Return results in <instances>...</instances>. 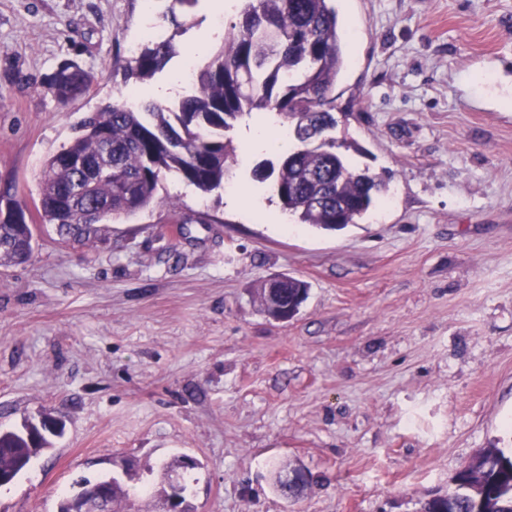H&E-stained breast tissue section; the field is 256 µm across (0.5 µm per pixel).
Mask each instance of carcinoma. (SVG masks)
<instances>
[{
	"instance_id": "cac0c4a2",
	"label": "carcinoma",
	"mask_w": 512,
	"mask_h": 512,
	"mask_svg": "<svg viewBox=\"0 0 512 512\" xmlns=\"http://www.w3.org/2000/svg\"><path fill=\"white\" fill-rule=\"evenodd\" d=\"M164 19L181 28L198 0H168ZM176 55L172 40L147 39L123 81H145ZM348 63L347 36L335 0H245L222 45L193 69L191 91L172 104L107 103L74 127L75 136L44 162L37 215L15 199L0 201V265L27 262L33 221L88 243L106 218L149 207L168 174L203 194L224 189L234 155L226 132L252 112L288 122L295 147L277 161L259 162L254 175L273 180L282 212L297 224L336 231L363 218L383 182L354 169L351 144L332 136L335 90ZM91 73L65 64L48 79L58 102L84 94ZM305 282L278 291L306 299ZM53 447L27 422L0 428V474L12 477ZM419 512H512V451L481 449L450 478L448 493L419 500Z\"/></svg>"
}]
</instances>
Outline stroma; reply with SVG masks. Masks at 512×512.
Returning <instances> with one entry per match:
<instances>
[{"instance_id":"1","label":"stroma","mask_w":512,"mask_h":512,"mask_svg":"<svg viewBox=\"0 0 512 512\" xmlns=\"http://www.w3.org/2000/svg\"><path fill=\"white\" fill-rule=\"evenodd\" d=\"M213 2L177 31L166 0H0V189L37 203L46 158L119 99L148 26L178 54L139 97L181 81ZM336 8L335 135L389 173L375 209L286 226L253 176L279 150L248 149L238 123L240 203L169 175L90 243L36 224L30 261L0 265V426L64 429L0 487V512H57L121 458L139 471L124 512H157L181 455L199 463L192 512H416L478 450L512 448V0ZM64 62L94 81L62 104L46 78ZM282 275L308 286L286 321L258 298ZM283 467L308 474L300 497L277 489Z\"/></svg>"}]
</instances>
